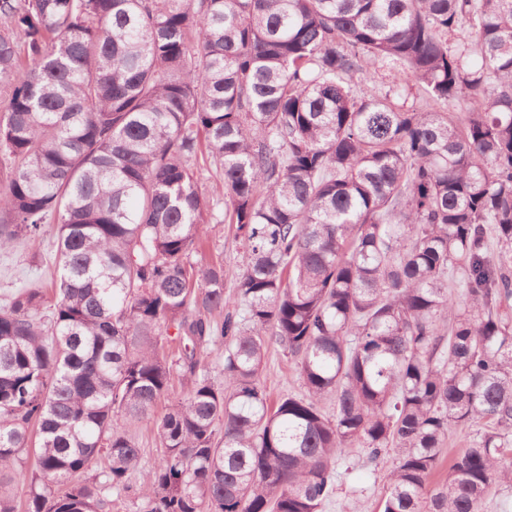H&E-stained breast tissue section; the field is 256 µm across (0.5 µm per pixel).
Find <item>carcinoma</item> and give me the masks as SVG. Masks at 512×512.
<instances>
[{
    "label": "carcinoma",
    "mask_w": 512,
    "mask_h": 512,
    "mask_svg": "<svg viewBox=\"0 0 512 512\" xmlns=\"http://www.w3.org/2000/svg\"><path fill=\"white\" fill-rule=\"evenodd\" d=\"M201 161L236 269L190 261ZM50 223L52 297L0 305V512H323L357 449L381 512L512 487V0H0V251ZM262 379L272 400H278L288 392L298 393L302 390L288 357L276 345L268 353ZM132 434L140 448H145V460L151 463L156 455L157 448L153 421L149 420L140 423L136 428H132Z\"/></svg>",
    "instance_id": "cac0c4a2"
}]
</instances>
